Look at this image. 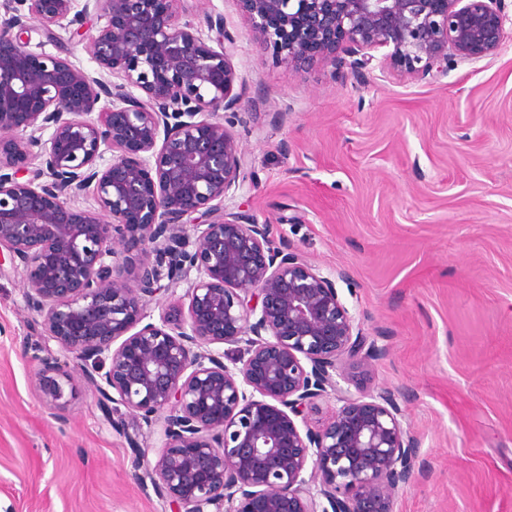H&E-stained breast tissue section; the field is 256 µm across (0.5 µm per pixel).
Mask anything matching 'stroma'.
<instances>
[{"mask_svg":"<svg viewBox=\"0 0 512 512\" xmlns=\"http://www.w3.org/2000/svg\"><path fill=\"white\" fill-rule=\"evenodd\" d=\"M179 13L223 15L235 39L247 116L226 121L245 177L232 206L335 278L387 350L350 389L400 391L420 441L423 472L395 512H512V26L497 54L444 75L335 82L321 66L286 72L235 0H181ZM104 23L92 12L52 39L31 25L30 48L98 75L87 37ZM22 281L1 254L0 512H172L132 478L156 430L116 432L79 375L67 421L54 418L21 350L42 331Z\"/></svg>","mask_w":512,"mask_h":512,"instance_id":"obj_1","label":"stroma"}]
</instances>
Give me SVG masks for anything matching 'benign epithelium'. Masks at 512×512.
<instances>
[{"mask_svg":"<svg viewBox=\"0 0 512 512\" xmlns=\"http://www.w3.org/2000/svg\"><path fill=\"white\" fill-rule=\"evenodd\" d=\"M177 2L4 0L0 250L23 269L44 339L76 364L111 426L160 424L157 457L135 479L177 512H394L420 474L419 440L393 391L356 396L345 372L387 351L335 280L226 206L244 181L224 125L246 94L235 40L223 16L203 28ZM236 2L287 70L322 65L334 79L376 66L444 74L496 54L508 20L506 0ZM92 9L105 25L90 52L112 84L23 37L27 17L52 38ZM88 191L97 209L74 208ZM182 281L187 303L149 321L148 302ZM34 360L62 419L74 376L50 353ZM331 393V418L302 429Z\"/></svg>","mask_w":512,"mask_h":512,"instance_id":"1","label":"benign epithelium"}]
</instances>
